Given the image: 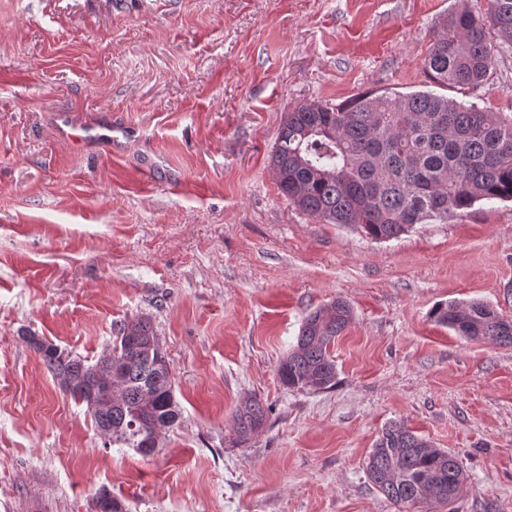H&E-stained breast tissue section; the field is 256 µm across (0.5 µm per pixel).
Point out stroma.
I'll return each mask as SVG.
<instances>
[{
    "mask_svg": "<svg viewBox=\"0 0 512 512\" xmlns=\"http://www.w3.org/2000/svg\"><path fill=\"white\" fill-rule=\"evenodd\" d=\"M487 0H0V512H397L368 477L385 426L448 450L452 512H512V347L431 316L512 314V202L379 241L280 193L286 112L425 89L455 11ZM448 97L512 113V50ZM134 130L109 148L108 123ZM346 300L336 384L284 386L308 312ZM149 317L178 423L159 454L107 444L32 333L97 360ZM270 413L236 444L235 407Z\"/></svg>",
    "mask_w": 512,
    "mask_h": 512,
    "instance_id": "35a3bbf8",
    "label": "stroma"
}]
</instances>
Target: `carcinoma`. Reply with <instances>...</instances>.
<instances>
[{
    "mask_svg": "<svg viewBox=\"0 0 512 512\" xmlns=\"http://www.w3.org/2000/svg\"><path fill=\"white\" fill-rule=\"evenodd\" d=\"M430 45L422 70L433 88L481 83L498 53L512 48V0H489L485 16L453 14ZM278 188L303 213L328 224L352 226L374 240L395 239L425 220L444 219L481 200L512 201V116L487 112L433 89L400 93L371 90L336 105L313 102L287 112L273 147ZM436 322L468 339L512 347V316L481 301L448 302ZM351 319L346 301L308 313L296 345L277 370L290 388L324 390L336 384L331 345ZM24 340L41 357L59 387L86 406L110 444L143 457L160 452V436L179 419L169 360L150 319L118 327L109 353L95 363L64 354L34 336ZM268 408L257 398L231 416L244 443L265 424ZM370 480L398 512L428 500L452 501L464 481L455 456L389 423L368 457ZM95 505L125 504L102 488Z\"/></svg>",
    "mask_w": 512,
    "mask_h": 512,
    "instance_id": "obj_1",
    "label": "carcinoma"
}]
</instances>
